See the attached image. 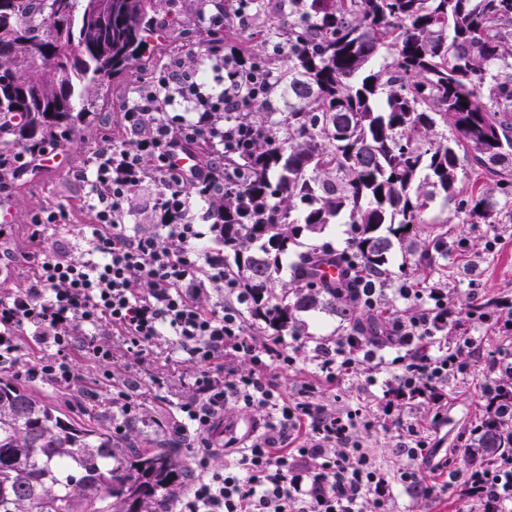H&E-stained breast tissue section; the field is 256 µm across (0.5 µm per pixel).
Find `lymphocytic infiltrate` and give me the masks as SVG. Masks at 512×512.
Instances as JSON below:
<instances>
[{
    "mask_svg": "<svg viewBox=\"0 0 512 512\" xmlns=\"http://www.w3.org/2000/svg\"><path fill=\"white\" fill-rule=\"evenodd\" d=\"M223 31V14L211 15L207 52L220 93H210L197 69L178 60L128 112L133 139L98 150L94 209L109 232H91L80 254L63 248L48 254L25 288L0 295V364L13 367L17 377L66 389L77 378L72 353L78 347L101 367L102 379L111 380L118 356L101 341V327L122 336L128 359L140 361L173 345L198 367L193 394L179 405L180 430L204 433L230 401L267 412L263 432L250 444L225 448L223 468L213 466V448L191 449L190 489L180 512H392L394 485L421 486L412 463L423 455L425 441L402 449L406 467L384 468L360 441L361 432L375 425L362 411L331 412L309 395L284 402L269 370L290 369L295 358L244 335L239 306L248 300L246 289H239L235 308L208 309L199 301L206 283L225 288L229 282L221 260L210 261L209 274L201 272L195 244L203 234L187 190L195 188L207 202L242 183L217 180L223 159L206 168H187L181 161L188 142L213 134L216 112L225 117V149L247 158L255 132L233 117L260 99L267 80L237 45L224 41ZM148 180L157 187L152 205L157 230L133 233L126 224L130 194ZM395 293L418 303V310L388 317L373 335L358 327L316 346V366L331 382L359 369L373 383L389 371V388L439 403L449 376L467 371L460 355L472 352L475 340L465 336L454 348L446 347L448 325L457 319L447 289L404 283ZM25 338L52 349V357L19 367L16 352ZM228 360L249 362L251 369L225 374ZM488 369L503 380L483 390L488 416L473 429L476 439L485 430L512 426V385L506 383L512 378V351H500ZM461 486L473 512H512V452L473 466Z\"/></svg>",
    "mask_w": 512,
    "mask_h": 512,
    "instance_id": "1",
    "label": "lymphocytic infiltrate"
}]
</instances>
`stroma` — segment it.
I'll return each mask as SVG.
<instances>
[{
	"mask_svg": "<svg viewBox=\"0 0 512 512\" xmlns=\"http://www.w3.org/2000/svg\"><path fill=\"white\" fill-rule=\"evenodd\" d=\"M163 12L173 15L175 25L167 31L159 45L158 54L170 51L172 44L194 41V56H204L207 46V27L198 12L189 8L186 0H164ZM151 59H143L128 74L111 79L101 88L94 113L78 117L74 130L53 146L52 162L42 164L40 171L15 187L0 191V293L15 291L27 285L30 277L29 256L34 251L50 253L58 244L71 250L85 247L84 236L96 223L92 203L85 199V184L77 179L78 171L86 165V147H99L104 142L127 140L129 128L123 119V95L130 83L149 82L154 73ZM59 211L62 223L51 226L41 243H33L30 218L38 211ZM427 218L444 217L448 224V255L440 264L422 271L404 267L402 249H395L391 269L396 281L415 288L439 286L449 289L451 303L457 312V323L448 328L449 344H456L463 335H471L483 355L501 348H512V333L503 334L492 324L472 320V291H479L490 303L512 301V223L471 224L465 215L456 213L455 205L435 199L426 212ZM495 240L488 248L487 240ZM297 319L306 331L302 344L295 349L296 363L287 371L273 370L284 397L293 398L305 389H313L330 410L362 407L374 414H386L385 426L362 434L363 445L384 465L402 467L405 463L400 449L407 441L408 430H416L427 446L418 464L420 477L427 482H444L447 472L463 471L475 462L469 450V434L480 423L485 408L481 393L493 374L477 362L463 374L449 377L443 389L440 405L427 402H396L388 404L379 387L371 385L366 376L353 372L335 383H327L314 373L311 349L315 344L331 342L346 334L348 327L336 315L323 310L298 313ZM77 383L73 390L63 392L39 381L23 380L22 385L41 400L72 419L95 425L113 424L119 427L117 441L131 439L141 448H154L168 438L179 437L183 446L207 442L223 448L222 427L225 422L247 420L262 427L265 412L259 407L244 408L227 404L222 417L216 418L209 432L196 435L186 432L177 435V406L190 395L187 378L195 369L194 363L183 362L178 371L161 372L151 362L122 360L113 369L110 384L99 380V369L84 358H76ZM164 386H157V378ZM126 393L138 405L134 428H127L126 417L112 402L113 390ZM394 512H469L471 505L462 500L456 488L437 492L425 499L394 486Z\"/></svg>",
	"mask_w": 512,
	"mask_h": 512,
	"instance_id": "35a3bbf8",
	"label": "stroma"
}]
</instances>
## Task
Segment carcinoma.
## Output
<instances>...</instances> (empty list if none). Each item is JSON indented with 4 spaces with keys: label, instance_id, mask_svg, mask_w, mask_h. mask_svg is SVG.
Returning <instances> with one entry per match:
<instances>
[{
    "label": "carcinoma",
    "instance_id": "1",
    "mask_svg": "<svg viewBox=\"0 0 512 512\" xmlns=\"http://www.w3.org/2000/svg\"><path fill=\"white\" fill-rule=\"evenodd\" d=\"M42 2L0 3V187L19 180L14 147L65 132L76 110L93 112L104 81L145 58L169 24L160 0H107L101 12L97 0H65L60 23ZM279 2L288 20L275 15L260 36L288 56L256 59L270 76L247 112L258 138L247 162L224 158L244 165V190L216 198L211 212L233 256L224 270L256 304L251 316L297 336V311L354 323L349 294L361 287L327 245L311 244L293 264V302L275 294L303 234L349 225V255L384 287L397 246L431 267L448 251V218L432 221L421 247L410 235L454 189L464 159L495 183L462 192L457 211L472 224L512 223V0ZM217 145L208 137L191 151L205 160ZM323 264L336 278L319 276ZM480 442L512 448V428ZM181 452L175 442L119 444L111 427L71 420L0 378V512H167L186 486Z\"/></svg>",
    "mask_w": 512,
    "mask_h": 512
}]
</instances>
